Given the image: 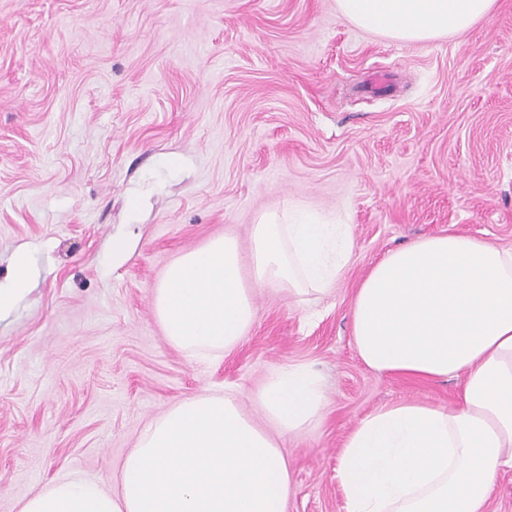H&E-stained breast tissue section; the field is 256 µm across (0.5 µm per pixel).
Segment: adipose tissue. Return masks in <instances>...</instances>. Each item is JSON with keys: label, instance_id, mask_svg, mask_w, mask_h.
Segmentation results:
<instances>
[{"label": "adipose tissue", "instance_id": "adipose-tissue-1", "mask_svg": "<svg viewBox=\"0 0 512 512\" xmlns=\"http://www.w3.org/2000/svg\"><path fill=\"white\" fill-rule=\"evenodd\" d=\"M497 0H336L353 25L401 42L468 31ZM17 251L0 281V318L29 293ZM351 336L372 370L461 381L448 407L397 401L359 421L339 453L345 512H487L497 475L512 469V247L465 234L419 238L371 267L352 299ZM254 399L272 431L228 394L171 405L126 456L120 490L74 478L20 512H285L288 461L277 437L311 426L326 407L308 365L272 371Z\"/></svg>", "mask_w": 512, "mask_h": 512}]
</instances>
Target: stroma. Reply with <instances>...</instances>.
I'll return each instance as SVG.
<instances>
[{
	"label": "stroma",
	"instance_id": "obj_1",
	"mask_svg": "<svg viewBox=\"0 0 512 512\" xmlns=\"http://www.w3.org/2000/svg\"><path fill=\"white\" fill-rule=\"evenodd\" d=\"M427 44L358 29L336 0H0V280L37 276L0 320V512L63 477L117 490L147 425L178 400L253 394L274 369L323 379L322 416L279 444L285 512H344L339 451L400 399L456 378L381 374L351 337L352 297L390 250L454 231L512 247V0ZM350 224L334 291L255 293L229 354L169 345L152 305L167 266L288 203ZM116 234L132 239L112 260Z\"/></svg>",
	"mask_w": 512,
	"mask_h": 512
}]
</instances>
